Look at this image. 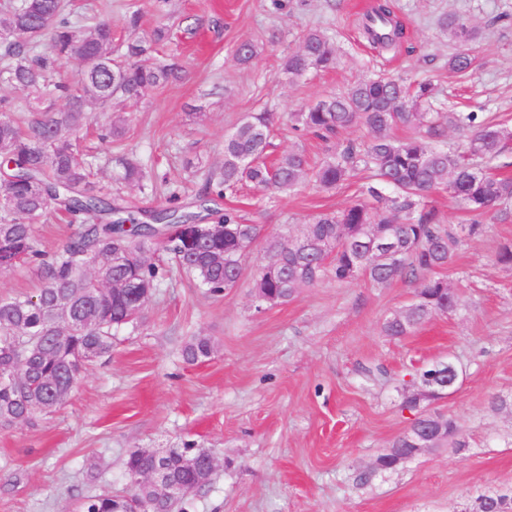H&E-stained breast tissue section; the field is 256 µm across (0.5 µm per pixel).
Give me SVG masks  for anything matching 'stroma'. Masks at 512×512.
<instances>
[{
  "instance_id": "stroma-1",
  "label": "stroma",
  "mask_w": 512,
  "mask_h": 512,
  "mask_svg": "<svg viewBox=\"0 0 512 512\" xmlns=\"http://www.w3.org/2000/svg\"><path fill=\"white\" fill-rule=\"evenodd\" d=\"M375 0H74L77 29L93 17L111 20L120 40L150 38L167 26L185 70L181 83L127 103L123 151L185 197L200 187L187 161L218 168L224 137L251 112L275 115L270 151L302 148L311 162L363 128L324 141L292 128V113L321 96L376 75L432 81L438 105L503 121L512 130V0H394L404 44L373 49L360 20ZM140 10L141 25L125 17ZM462 15L477 25L476 66L449 71L457 45L440 21ZM336 45L335 70L291 82L283 58L309 31ZM252 40L246 65L235 45ZM192 112L205 119L189 120ZM82 149L91 151L101 185L132 206L162 204L118 180L122 171L97 131L108 113L90 108ZM358 185L324 192L302 184L269 197L257 187L225 199L263 238L295 232L313 215L353 202ZM484 233L467 240L440 277L455 289L454 313L435 316L414 333L383 335L384 318L401 311L414 288L404 280L379 287L365 278L327 279L298 289L283 305L257 310L253 282L264 261L255 243L235 288L214 298L179 272L157 288L137 328L112 340V354L92 362L67 401L32 422L0 429V512H73L87 494L128 492L130 451H159L196 441L218 457L209 484L191 494L188 512H461L490 491L512 490V411H493L491 395H512V269L496 265L512 223L485 215ZM208 336L214 353L187 363L184 345ZM454 361L463 368L456 391L432 403L451 417L466 445L434 448L394 470L373 461L409 425L402 407L414 374Z\"/></svg>"
}]
</instances>
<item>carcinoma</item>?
<instances>
[{
    "label": "carcinoma",
    "instance_id": "obj_1",
    "mask_svg": "<svg viewBox=\"0 0 512 512\" xmlns=\"http://www.w3.org/2000/svg\"><path fill=\"white\" fill-rule=\"evenodd\" d=\"M37 2L40 18L21 12L16 0L0 8V79L27 92L37 112L22 127L10 115L11 104L0 99V195L9 202L0 206V271L27 266L39 280L34 295L0 298V373H19L10 384H0L1 429L54 412L85 367L112 351L116 333L136 327L148 296L171 272L157 252L170 254L176 267L210 295L221 296L235 287L242 259L259 232L257 225L243 222L238 210L220 209L217 202L246 184L282 195L305 180L334 190L360 172L368 173L371 183L349 206L314 216L296 236L283 233L266 239L265 263L254 287L265 290L276 306L325 278L347 283L364 276L381 286L408 278L416 301L385 318L382 332L391 337L407 336L457 307L437 270L448 265L465 238L483 232L477 221L459 230L440 223L431 205L434 192L446 189L469 212L481 216L493 211L499 221L512 222V178L486 171L512 131L478 119L475 112L431 111L436 91L429 82L412 90L399 79L381 77L359 80L292 115L293 129L326 141L354 125L366 130L364 139L347 143L315 168L301 149L267 163L273 117L269 112L246 114L224 138L222 167L205 175L193 201L211 219L202 226L203 234L194 228L196 215L184 211L177 191L168 192L164 205L135 212L119 202L120 196L97 185L94 162L80 158L78 133L88 122V106L114 113L123 103L182 79L175 56H157L167 33L158 28L149 40L122 44L121 59H112L108 70L84 71L75 84L57 81L55 74L67 61L83 59L95 45L113 47L112 25L95 19L85 30H76L70 21L71 0ZM442 25L459 45L448 58V69L469 72L474 65L471 43L480 30L460 15L446 17ZM363 32L381 49L397 45L404 36L387 2L365 14ZM45 39L47 48L33 52V44ZM256 54V45L242 40L233 56L247 64ZM336 61L331 39L309 32L284 58L281 72L293 80L312 70L333 69ZM50 97L63 100V108L42 110ZM399 127L422 131L426 140L396 138L392 131ZM449 129L468 132L469 142H480L479 151L471 150L465 158L440 146ZM125 134L126 123L117 118L101 140L117 143ZM118 162L121 180L142 191L157 189L139 161L121 156ZM53 204L81 224L65 244L47 252L38 244L31 221ZM321 242L329 249L315 248ZM212 352L210 338L196 336L184 347L183 357L194 364ZM445 370V364L436 363L420 371L419 377L430 381L409 391L403 407L418 415L412 427L446 424L433 447L464 448L455 421L424 406L438 399L435 390ZM187 455L196 458L195 468L185 465ZM206 457L197 444L186 442L162 458L168 479L184 488L176 499L140 485L125 498L85 496L81 512H137L144 503L152 504L153 512H172L210 481L213 471ZM156 464L155 457L133 452L125 469L130 476Z\"/></svg>",
    "mask_w": 512,
    "mask_h": 512
}]
</instances>
